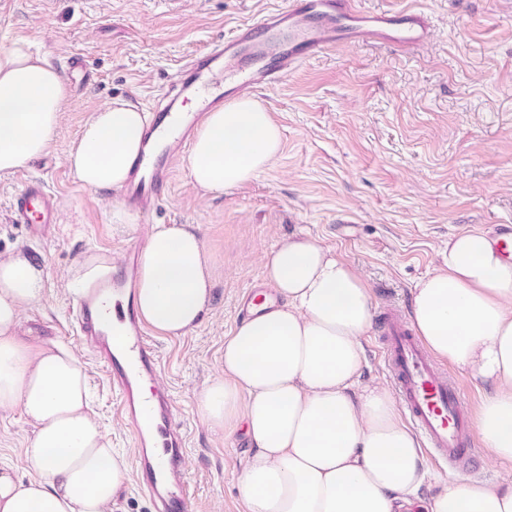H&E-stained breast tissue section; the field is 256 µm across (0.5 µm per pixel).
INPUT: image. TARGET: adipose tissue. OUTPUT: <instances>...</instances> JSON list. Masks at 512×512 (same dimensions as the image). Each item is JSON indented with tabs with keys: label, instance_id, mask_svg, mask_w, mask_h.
I'll list each match as a JSON object with an SVG mask.
<instances>
[{
	"label": "adipose tissue",
	"instance_id": "ef3b65f1",
	"mask_svg": "<svg viewBox=\"0 0 512 512\" xmlns=\"http://www.w3.org/2000/svg\"><path fill=\"white\" fill-rule=\"evenodd\" d=\"M69 93L46 54L25 42L0 50V173L51 145ZM146 112L116 100L92 112L66 163L82 186L115 190L140 153ZM282 133L257 100L209 112L187 171L204 193L251 181L269 168ZM444 266L413 290L411 326L438 359L486 388L476 431L512 462V259L483 233L448 239ZM273 293L224 339V367L198 394L207 425L243 432L252 452L238 477L246 512H512V481L468 478L424 489L420 444L389 392L363 383L370 290L318 239H288L264 263ZM44 270L0 257V410L21 409L32 433L24 481L0 466V512H112L129 480L124 461L88 409L74 350L23 336L24 311L43 296ZM139 317L182 336L210 307L212 274L190 227L160 224L139 255Z\"/></svg>",
	"mask_w": 512,
	"mask_h": 512
}]
</instances>
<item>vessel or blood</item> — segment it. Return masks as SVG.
Here are the masks:
<instances>
[{
	"label": "vessel or blood",
	"instance_id": "b4317fda",
	"mask_svg": "<svg viewBox=\"0 0 512 512\" xmlns=\"http://www.w3.org/2000/svg\"><path fill=\"white\" fill-rule=\"evenodd\" d=\"M431 33L421 12H366L358 0H286L282 8L240 24L186 62L152 109L123 188L126 201L142 215L152 213L195 127L226 97L272 88L285 69L342 43L378 40L402 49L425 42ZM10 215L12 223L41 237L58 220V202L42 182L30 179L13 194ZM133 275V267H126L78 299L75 334L109 377L120 415L132 429L141 488L156 512H191L185 433L169 395L143 391L158 377L159 357L133 304ZM110 299L118 307L113 319L102 312ZM382 343L394 393L415 428L436 456L465 468L475 444L461 388L399 320L387 321Z\"/></svg>",
	"mask_w": 512,
	"mask_h": 512
}]
</instances>
